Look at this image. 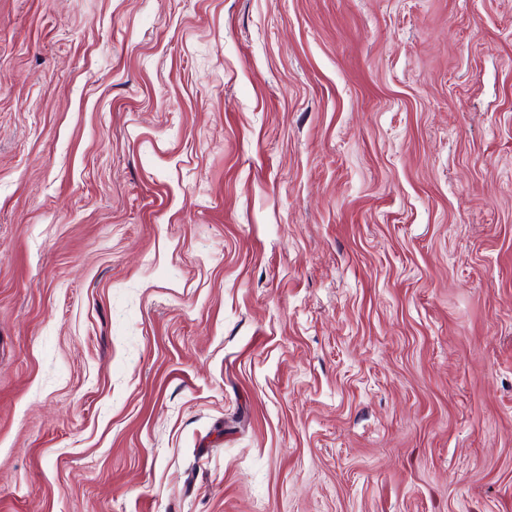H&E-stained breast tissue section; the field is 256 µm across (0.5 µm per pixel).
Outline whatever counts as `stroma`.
I'll list each match as a JSON object with an SVG mask.
<instances>
[{
    "mask_svg": "<svg viewBox=\"0 0 512 512\" xmlns=\"http://www.w3.org/2000/svg\"><path fill=\"white\" fill-rule=\"evenodd\" d=\"M0 512H512V0H0Z\"/></svg>",
    "mask_w": 512,
    "mask_h": 512,
    "instance_id": "obj_1",
    "label": "stroma"
}]
</instances>
